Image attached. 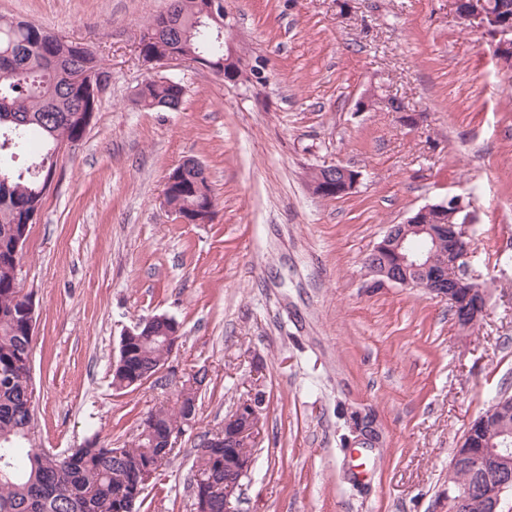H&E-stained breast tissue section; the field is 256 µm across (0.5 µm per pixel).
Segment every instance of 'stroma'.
<instances>
[{"instance_id":"35a3bbf8","label":"stroma","mask_w":512,"mask_h":512,"mask_svg":"<svg viewBox=\"0 0 512 512\" xmlns=\"http://www.w3.org/2000/svg\"><path fill=\"white\" fill-rule=\"evenodd\" d=\"M167 5L0 0V16L88 46L111 72L23 249L39 447H124L199 370L196 425L139 512H196L200 438L258 390L265 411L237 512H448L454 448L512 395V64L452 0H224L249 70L227 82L197 64L143 62L145 26ZM154 74L185 87L179 110L133 103ZM373 88L422 121L357 111ZM189 157L216 199L206 224L163 204L169 171ZM330 164L361 180L321 199L309 171ZM448 194L472 203L468 266L489 296L469 332L447 300L374 286L365 267L389 225ZM162 314L182 327L166 369L116 389L123 330ZM354 416L383 435L361 451L375 463L362 481L343 444Z\"/></svg>"}]
</instances>
